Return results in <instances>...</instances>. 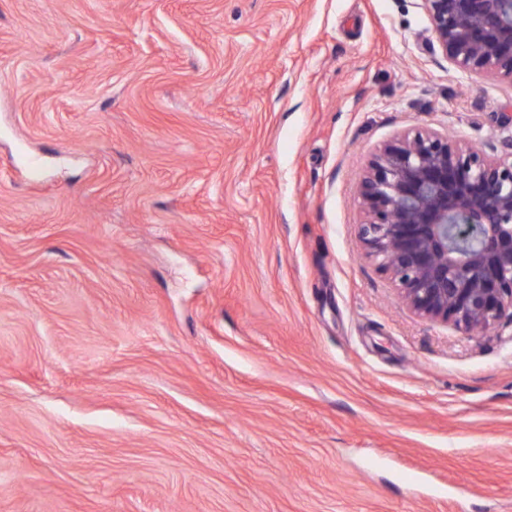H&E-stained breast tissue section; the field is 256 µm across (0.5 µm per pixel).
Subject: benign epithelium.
<instances>
[{"instance_id": "1", "label": "benign epithelium", "mask_w": 512, "mask_h": 512, "mask_svg": "<svg viewBox=\"0 0 512 512\" xmlns=\"http://www.w3.org/2000/svg\"><path fill=\"white\" fill-rule=\"evenodd\" d=\"M456 67L512 79V0H422ZM364 257L414 315L492 331L512 322V153L428 129L383 145L359 180Z\"/></svg>"}]
</instances>
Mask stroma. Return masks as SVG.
<instances>
[{"mask_svg": "<svg viewBox=\"0 0 512 512\" xmlns=\"http://www.w3.org/2000/svg\"><path fill=\"white\" fill-rule=\"evenodd\" d=\"M506 112L421 0H0V512H512V324L358 240L380 147Z\"/></svg>", "mask_w": 512, "mask_h": 512, "instance_id": "stroma-1", "label": "stroma"}]
</instances>
